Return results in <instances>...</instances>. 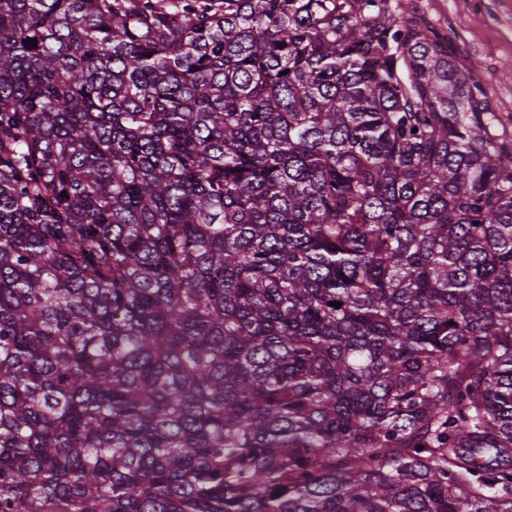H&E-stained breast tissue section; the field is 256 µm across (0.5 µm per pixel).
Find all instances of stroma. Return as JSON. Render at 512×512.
I'll return each instance as SVG.
<instances>
[{
    "label": "stroma",
    "instance_id": "1",
    "mask_svg": "<svg viewBox=\"0 0 512 512\" xmlns=\"http://www.w3.org/2000/svg\"><path fill=\"white\" fill-rule=\"evenodd\" d=\"M439 33L451 35L464 65H475L484 86L495 134L512 143V0H413Z\"/></svg>",
    "mask_w": 512,
    "mask_h": 512
}]
</instances>
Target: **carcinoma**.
Segmentation results:
<instances>
[{"mask_svg":"<svg viewBox=\"0 0 512 512\" xmlns=\"http://www.w3.org/2000/svg\"><path fill=\"white\" fill-rule=\"evenodd\" d=\"M450 43L0 0V512H512V156Z\"/></svg>","mask_w":512,"mask_h":512,"instance_id":"cac0c4a2","label":"carcinoma"}]
</instances>
